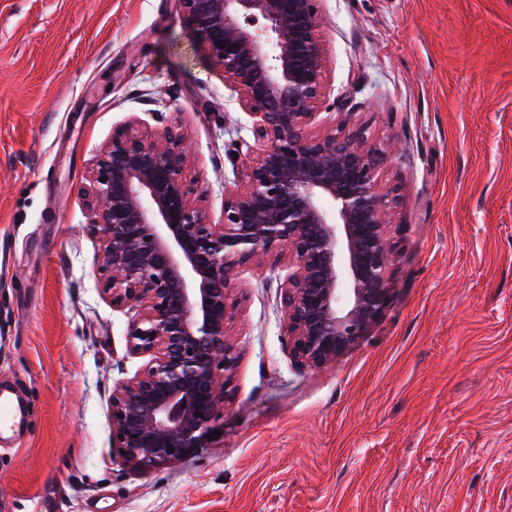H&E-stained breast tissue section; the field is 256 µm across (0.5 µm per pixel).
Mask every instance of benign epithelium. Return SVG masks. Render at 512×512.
<instances>
[{"instance_id": "7a95c632", "label": "benign epithelium", "mask_w": 512, "mask_h": 512, "mask_svg": "<svg viewBox=\"0 0 512 512\" xmlns=\"http://www.w3.org/2000/svg\"><path fill=\"white\" fill-rule=\"evenodd\" d=\"M179 3L260 149L224 184L219 224L193 194L185 135L172 129L157 141L115 133L79 187L102 292L136 309L127 350L147 358L110 402L112 458L139 472L208 447L239 360L229 290L242 268L278 274L288 355L318 369L377 321L396 257L399 188H385L365 130L345 119L335 132L309 131L325 95L322 0Z\"/></svg>"}]
</instances>
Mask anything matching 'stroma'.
I'll return each mask as SVG.
<instances>
[{"label": "stroma", "mask_w": 512, "mask_h": 512, "mask_svg": "<svg viewBox=\"0 0 512 512\" xmlns=\"http://www.w3.org/2000/svg\"><path fill=\"white\" fill-rule=\"evenodd\" d=\"M325 98L400 186L389 304L320 369L288 357L280 282L231 293L239 362L208 448L111 459L134 312L104 297L78 193L116 131L189 142L212 223L252 120L178 0H0V512H512V0H323Z\"/></svg>", "instance_id": "35a3bbf8"}]
</instances>
